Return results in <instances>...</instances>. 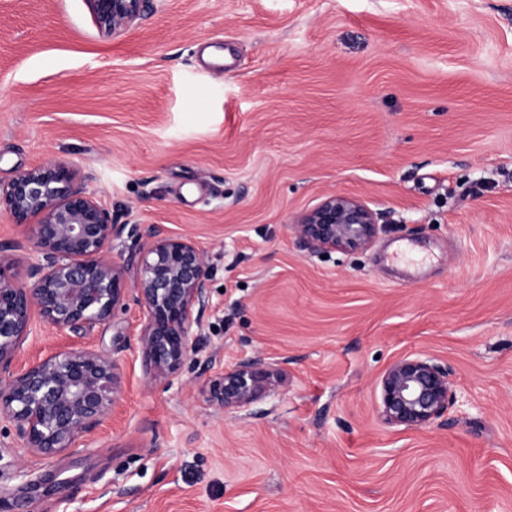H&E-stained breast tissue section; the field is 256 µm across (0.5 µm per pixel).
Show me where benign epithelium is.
<instances>
[{
    "mask_svg": "<svg viewBox=\"0 0 512 512\" xmlns=\"http://www.w3.org/2000/svg\"><path fill=\"white\" fill-rule=\"evenodd\" d=\"M98 28L119 35L157 11L156 0H86ZM90 176L56 158L0 183V212L26 228L22 240L0 242V423L24 447L55 456L97 433L118 398L119 366L108 355L76 349L11 370L18 345L32 333V314L58 330L86 335L127 307L141 311L138 348L152 378L167 386L180 378L205 313L212 306L208 256L188 236L158 228L124 261L112 243H140L137 224H116L88 191ZM381 215L361 199L327 193L294 223L311 254L355 250L379 229ZM135 267L127 288L129 267ZM451 370L437 359L407 356L382 374L381 416L393 426L423 427L454 400ZM278 361L257 352L210 382L209 398L222 410L250 412L279 383Z\"/></svg>",
    "mask_w": 512,
    "mask_h": 512,
    "instance_id": "obj_1",
    "label": "benign epithelium"
}]
</instances>
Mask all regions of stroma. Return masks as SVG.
Listing matches in <instances>:
<instances>
[{
	"label": "stroma",
	"mask_w": 512,
	"mask_h": 512,
	"mask_svg": "<svg viewBox=\"0 0 512 512\" xmlns=\"http://www.w3.org/2000/svg\"><path fill=\"white\" fill-rule=\"evenodd\" d=\"M52 158L197 241L214 306L169 387L136 303L35 320L13 370L92 348L121 395L53 457L0 432V512H512V0H163L114 37L85 0H0V181ZM329 192L382 213L367 248L300 246ZM257 352L282 381L254 414L209 402ZM407 355L452 371L426 427L378 417Z\"/></svg>",
	"instance_id": "obj_1"
}]
</instances>
